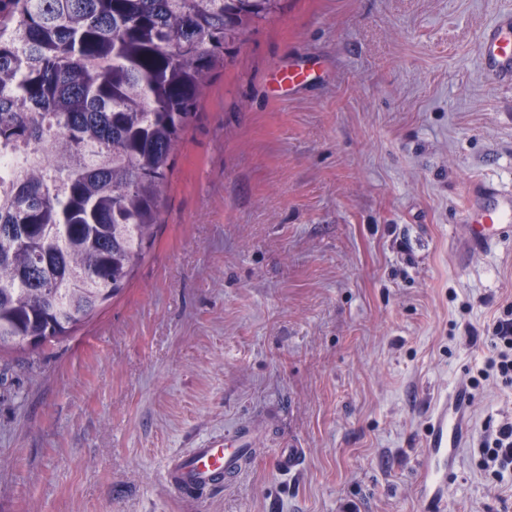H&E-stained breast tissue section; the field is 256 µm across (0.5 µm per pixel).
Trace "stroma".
Returning <instances> with one entry per match:
<instances>
[{
	"label": "stroma",
	"mask_w": 512,
	"mask_h": 512,
	"mask_svg": "<svg viewBox=\"0 0 512 512\" xmlns=\"http://www.w3.org/2000/svg\"><path fill=\"white\" fill-rule=\"evenodd\" d=\"M512 0H285L213 71L154 245L73 336L0 354V512H512L478 448L512 421L479 377L512 240L462 212L512 186V87L479 39ZM309 81L287 91V65ZM469 386L442 508L421 494L437 403ZM245 432L196 498L171 457ZM301 445L292 472L278 449ZM464 222L472 249L492 246L512 228V191L479 184L468 197Z\"/></svg>",
	"instance_id": "obj_1"
}]
</instances>
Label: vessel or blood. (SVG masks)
<instances>
[{"mask_svg":"<svg viewBox=\"0 0 512 512\" xmlns=\"http://www.w3.org/2000/svg\"><path fill=\"white\" fill-rule=\"evenodd\" d=\"M478 63L495 84L512 85V9L501 11L483 33L478 46ZM468 244L481 250L492 246L512 231V191L481 184L471 193L464 210ZM464 415L439 405L429 441L430 455L456 452L461 446ZM246 461V450L235 437H212L201 447L179 454L167 466L172 490L183 497L223 486L235 477Z\"/></svg>","mask_w":512,"mask_h":512,"instance_id":"obj_1","label":"vessel or blood"}]
</instances>
